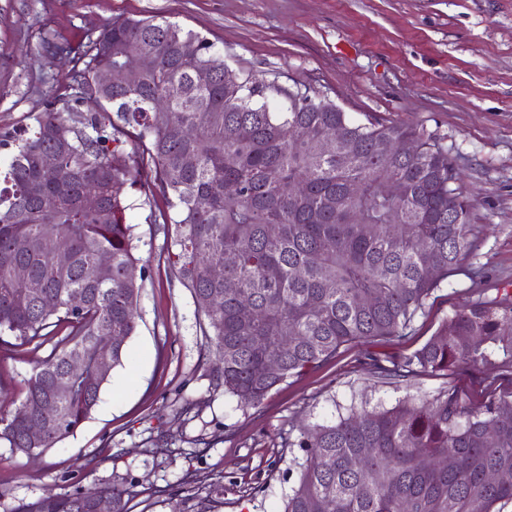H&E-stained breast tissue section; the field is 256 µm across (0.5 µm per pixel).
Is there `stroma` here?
Instances as JSON below:
<instances>
[{"label":"stroma","instance_id":"stroma-1","mask_svg":"<svg viewBox=\"0 0 512 512\" xmlns=\"http://www.w3.org/2000/svg\"><path fill=\"white\" fill-rule=\"evenodd\" d=\"M118 15L178 23L241 74L310 88L351 120L424 125L451 147L483 235L472 270L444 280L406 336L346 346L281 384L261 408L242 410L209 386L196 305L168 260L172 211L150 161L128 144L136 184L125 193L138 204L130 221L147 268L128 359L90 417L42 461L0 444V512L116 476L134 493L131 512H170L188 473L223 486L211 512H280L303 456L284 439L301 428L353 404L389 407L451 385L477 397L512 391L511 367L420 373L403 383L373 367L420 348L460 306L512 286V0H0V134L72 93L70 56L45 52L43 41L88 42ZM51 349L0 345V412L13 410ZM161 433L174 437L172 451L152 454ZM214 433L221 440L213 447L194 446Z\"/></svg>","mask_w":512,"mask_h":512}]
</instances>
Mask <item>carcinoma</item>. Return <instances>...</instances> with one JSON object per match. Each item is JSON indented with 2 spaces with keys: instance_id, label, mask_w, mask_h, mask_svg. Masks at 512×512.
Wrapping results in <instances>:
<instances>
[{
  "instance_id": "obj_1",
  "label": "carcinoma",
  "mask_w": 512,
  "mask_h": 512,
  "mask_svg": "<svg viewBox=\"0 0 512 512\" xmlns=\"http://www.w3.org/2000/svg\"><path fill=\"white\" fill-rule=\"evenodd\" d=\"M137 47L150 62L128 86L95 81L97 69ZM74 59L68 79L78 92L0 135V344L7 343L3 334L17 347L54 341L19 404L0 415V443L15 453L40 459L72 435L108 381L97 375L99 363L122 365L136 332L146 266L134 254V203L122 196L131 177L128 142L144 147L174 211L169 262L200 313L215 357L211 385L242 408H260L276 386L344 346L406 335L434 291L479 247L473 204L458 185L450 149L421 125L354 123L307 89L243 76L206 38L156 16L112 19ZM269 89L288 100L284 111L269 110ZM88 96L94 112L82 110ZM331 127L336 152L326 153L320 145ZM187 128L196 134L186 136ZM389 141L415 142L417 151L389 154ZM48 153L59 161L52 182L41 176ZM187 155L195 158L188 168ZM391 181L399 194L389 192ZM227 182L238 191L224 192ZM290 182L300 187L295 196ZM91 189L95 206L86 203ZM48 239L66 241V263L46 258ZM18 240L26 242L22 251ZM102 253L112 256L107 269L98 266ZM212 265L224 266V282L210 278ZM30 281L40 284L35 294L26 291ZM75 293L85 298L79 309L69 306ZM208 299L219 304L208 308ZM366 299L371 304L361 305ZM248 307L255 315L243 314ZM107 336L120 341L104 352L99 342ZM77 348L86 373L70 377L66 357ZM277 352L281 369L273 374L265 359ZM505 366L512 367L507 292L455 310L421 348L380 373L404 380ZM50 399L60 419L33 439L25 424ZM489 425L496 426L491 442ZM286 445L303 456L282 512H505L512 505V483L485 481L491 470H512V392L475 402L450 386L392 408L353 405ZM367 448L375 464L365 478L350 460ZM100 492L112 498V512H130L122 477L48 490L11 512H92ZM187 492L198 512H208L219 487L194 479Z\"/></svg>"
}]
</instances>
